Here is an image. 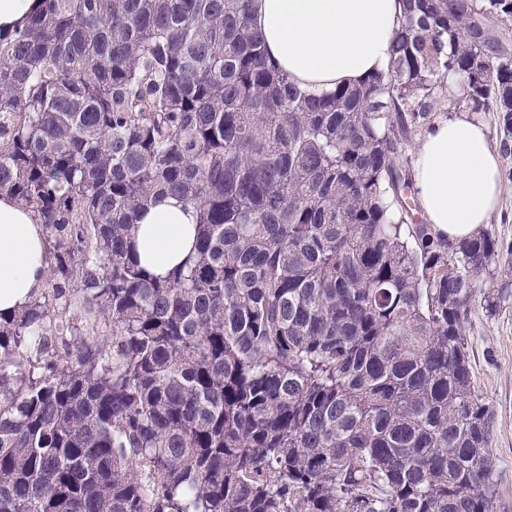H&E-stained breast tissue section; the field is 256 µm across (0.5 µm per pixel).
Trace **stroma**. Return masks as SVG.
<instances>
[{"label": "stroma", "mask_w": 512, "mask_h": 512, "mask_svg": "<svg viewBox=\"0 0 512 512\" xmlns=\"http://www.w3.org/2000/svg\"><path fill=\"white\" fill-rule=\"evenodd\" d=\"M450 116H468L484 123L500 154L503 194L501 204L485 229L503 247H512V143L503 144L494 112H470L464 104L452 106ZM478 288L499 299L496 312L474 306L467 325L472 379L478 394L494 411L491 449L497 482V512H512V263H499L480 277Z\"/></svg>", "instance_id": "35a3bbf8"}]
</instances>
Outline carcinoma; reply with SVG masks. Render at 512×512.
<instances>
[{"mask_svg":"<svg viewBox=\"0 0 512 512\" xmlns=\"http://www.w3.org/2000/svg\"><path fill=\"white\" fill-rule=\"evenodd\" d=\"M402 6L386 69L319 95L251 0L0 33V191L49 255L0 317V512H495L467 322L502 250L416 220L402 151L451 76L512 131V0ZM160 196L197 212L164 277L132 244Z\"/></svg>","mask_w":512,"mask_h":512,"instance_id":"cac0c4a2","label":"carcinoma"}]
</instances>
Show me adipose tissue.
<instances>
[{"label": "adipose tissue", "instance_id": "adipose-tissue-1", "mask_svg": "<svg viewBox=\"0 0 512 512\" xmlns=\"http://www.w3.org/2000/svg\"><path fill=\"white\" fill-rule=\"evenodd\" d=\"M401 0H254L252 22L269 65L301 89L357 84L385 69ZM413 180L427 224L451 241L475 236L497 211L499 160L486 125L466 117L437 121L415 155ZM192 206L164 198L141 212L133 243L158 276L182 264L196 238ZM45 233L36 213L0 191V315L27 305L44 287Z\"/></svg>", "mask_w": 512, "mask_h": 512}]
</instances>
